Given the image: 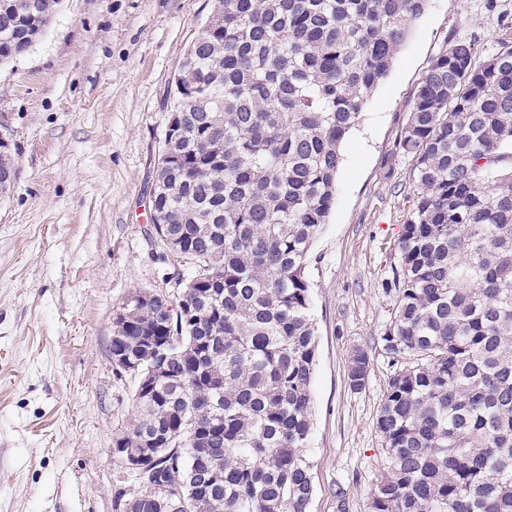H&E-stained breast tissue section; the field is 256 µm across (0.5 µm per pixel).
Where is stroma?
Instances as JSON below:
<instances>
[{
    "label": "stroma",
    "mask_w": 512,
    "mask_h": 512,
    "mask_svg": "<svg viewBox=\"0 0 512 512\" xmlns=\"http://www.w3.org/2000/svg\"><path fill=\"white\" fill-rule=\"evenodd\" d=\"M213 0H60L45 31L0 64V137L15 178L0 194V512H115L140 490L112 454L136 416L112 368L113 317L138 290L175 300L190 263L155 235L148 202L172 79ZM512 0H429L343 146L336 196L306 265L318 349L305 454L311 512H371L385 465L375 427L393 367L385 290L412 207L396 142L417 89L459 38L499 48ZM369 353L352 390L355 349ZM371 369L370 357L360 349L354 351L348 366L349 386L353 390H360L369 376Z\"/></svg>",
    "instance_id": "stroma-1"
}]
</instances>
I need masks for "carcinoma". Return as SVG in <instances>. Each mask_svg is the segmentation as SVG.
<instances>
[{"label": "carcinoma", "mask_w": 512, "mask_h": 512, "mask_svg": "<svg viewBox=\"0 0 512 512\" xmlns=\"http://www.w3.org/2000/svg\"><path fill=\"white\" fill-rule=\"evenodd\" d=\"M56 0H0V61ZM428 0H218L174 77L156 234L193 264L181 302L139 291L112 368L137 417L112 453L123 512H309L316 338L305 275L340 146ZM397 150L417 184L385 288L387 466L373 512H512V42L455 41ZM370 357L354 351L359 390Z\"/></svg>", "instance_id": "carcinoma-1"}]
</instances>
